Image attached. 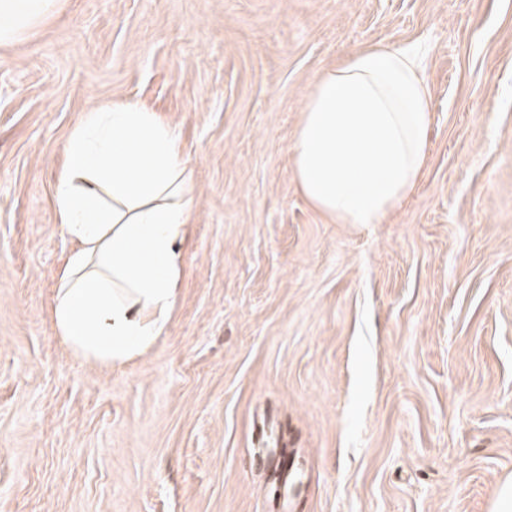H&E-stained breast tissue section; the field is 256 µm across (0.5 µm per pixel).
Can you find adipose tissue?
<instances>
[{"label":"adipose tissue","instance_id":"1","mask_svg":"<svg viewBox=\"0 0 512 512\" xmlns=\"http://www.w3.org/2000/svg\"><path fill=\"white\" fill-rule=\"evenodd\" d=\"M62 7L0 0V47L28 40ZM431 124L420 50L357 48L314 81L292 142L293 179L330 223H385L419 183ZM193 201L179 137L156 112L127 100L83 114L54 183L71 249L52 320L74 355L122 365L163 334Z\"/></svg>","mask_w":512,"mask_h":512}]
</instances>
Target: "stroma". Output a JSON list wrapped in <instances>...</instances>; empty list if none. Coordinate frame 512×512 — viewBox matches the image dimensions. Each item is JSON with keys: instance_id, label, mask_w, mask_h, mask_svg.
I'll use <instances>...</instances> for the list:
<instances>
[{"instance_id": "1", "label": "stroma", "mask_w": 512, "mask_h": 512, "mask_svg": "<svg viewBox=\"0 0 512 512\" xmlns=\"http://www.w3.org/2000/svg\"><path fill=\"white\" fill-rule=\"evenodd\" d=\"M416 45L429 165L332 224L291 144L317 74ZM135 100L179 132L194 218L169 323L123 367L50 316L63 145ZM491 512L512 477V0H66L0 47V512Z\"/></svg>"}]
</instances>
